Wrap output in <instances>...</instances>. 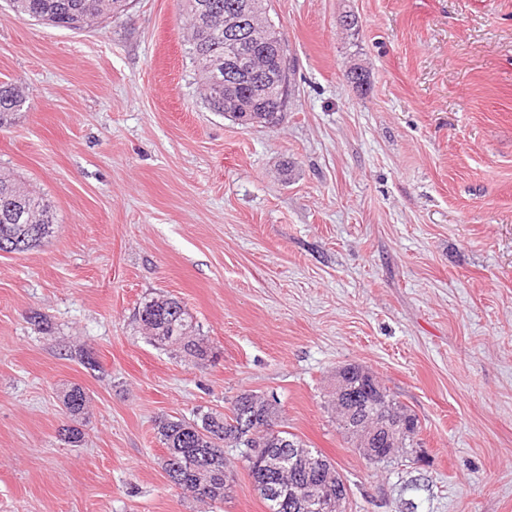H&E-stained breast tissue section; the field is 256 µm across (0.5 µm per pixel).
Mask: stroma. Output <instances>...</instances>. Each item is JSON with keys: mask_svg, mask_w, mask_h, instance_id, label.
<instances>
[{"mask_svg": "<svg viewBox=\"0 0 512 512\" xmlns=\"http://www.w3.org/2000/svg\"><path fill=\"white\" fill-rule=\"evenodd\" d=\"M267 16L292 95L279 125L244 128L203 102L180 0L80 32L0 0V82L28 96L0 169L56 217L44 245L0 252V512H201L155 420L243 392L335 463L346 512H512V0H267ZM158 295L192 315L206 365L142 334ZM348 364L416 414L420 459L353 447L330 404ZM224 455L220 512H267ZM61 400L67 417L76 423H79V420L83 423L87 409V396L83 389L76 385L66 388L62 391Z\"/></svg>", "mask_w": 512, "mask_h": 512, "instance_id": "stroma-1", "label": "stroma"}]
</instances>
